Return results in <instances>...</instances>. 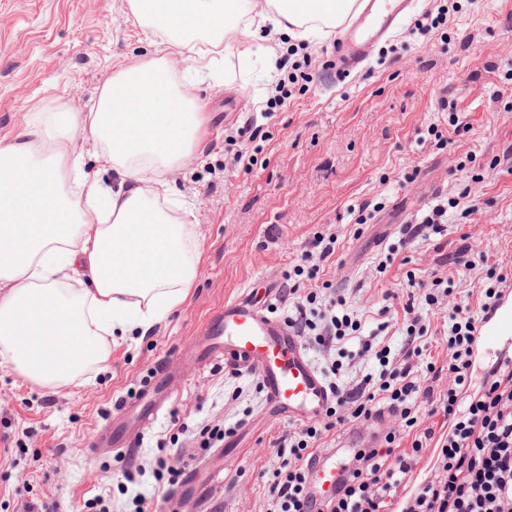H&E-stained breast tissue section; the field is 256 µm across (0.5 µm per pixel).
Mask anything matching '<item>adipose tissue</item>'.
<instances>
[{"instance_id": "obj_1", "label": "adipose tissue", "mask_w": 512, "mask_h": 512, "mask_svg": "<svg viewBox=\"0 0 512 512\" xmlns=\"http://www.w3.org/2000/svg\"><path fill=\"white\" fill-rule=\"evenodd\" d=\"M356 0H129L163 44L119 67L89 111L36 105L25 130L0 143V358L52 387L106 362L104 337L149 330L186 298L202 243L191 204L166 177L203 151L202 107L172 79L170 49L219 46L239 19L307 38L339 27ZM83 133L87 149L70 147ZM93 155L115 186L90 178Z\"/></svg>"}]
</instances>
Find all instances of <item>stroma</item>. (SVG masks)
Returning <instances> with one entry per match:
<instances>
[{
  "label": "stroma",
  "instance_id": "1",
  "mask_svg": "<svg viewBox=\"0 0 512 512\" xmlns=\"http://www.w3.org/2000/svg\"><path fill=\"white\" fill-rule=\"evenodd\" d=\"M442 8L445 31L419 33L405 21L345 78L332 69L337 33L293 55L279 50L282 59H310L314 80L267 119L262 104L287 72L266 79L265 61L231 54L218 77L186 85L203 104L206 151L168 179L194 205L203 238L196 280L148 333L107 338V362L73 382L41 387L0 360V512H28L32 503L91 512L93 501L134 512L121 491L129 472L150 512H163L174 488L153 476L161 461L194 474L195 498L183 512H267L281 441L302 437L305 426L269 416L257 376L198 363L197 333L225 300L246 293L287 317V277L319 235L337 236L334 261L317 279L299 276L300 291L346 299L362 328L345 357L307 336L314 364L325 373L339 364L336 379L348 387L378 373L377 351L403 366L400 312L411 296L428 329L427 361L447 366L449 305L476 304L488 269L512 274V173L499 162L512 149V0H416L420 14ZM157 50L127 0H0V140L22 133L24 113L47 91L62 105L92 104L112 72ZM452 122L454 144L437 148L429 127ZM229 137L256 153L257 165L230 164ZM415 166L419 177L405 182ZM464 191L472 208L449 210L441 233L412 235L418 210ZM366 201L383 208L371 223H354L350 208ZM433 275L452 285L430 306L408 279ZM171 357L182 378L169 410L126 456L92 454V438ZM216 428L225 431L219 461L203 447Z\"/></svg>",
  "mask_w": 512,
  "mask_h": 512
}]
</instances>
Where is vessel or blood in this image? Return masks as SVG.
<instances>
[{
  "instance_id": "1",
  "label": "vessel or blood",
  "mask_w": 512,
  "mask_h": 512,
  "mask_svg": "<svg viewBox=\"0 0 512 512\" xmlns=\"http://www.w3.org/2000/svg\"><path fill=\"white\" fill-rule=\"evenodd\" d=\"M414 0H356L355 11L335 47L336 70L349 75L363 67L374 45L391 37L411 14ZM512 334V310L497 319L482 320L477 345L493 343ZM205 361L223 363L240 374L254 373L260 380L267 407L274 416L293 422L321 419L335 395L312 362L295 329L268 307L244 297L226 301L201 332ZM177 376L175 366L156 372L131 403V414L112 423L111 435L96 440V447L121 450L132 436L150 428L165 408ZM346 469L335 453L318 456L309 469L310 512H326Z\"/></svg>"
}]
</instances>
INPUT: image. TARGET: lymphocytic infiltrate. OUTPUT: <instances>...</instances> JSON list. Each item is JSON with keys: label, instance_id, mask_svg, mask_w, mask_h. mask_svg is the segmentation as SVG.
Here are the masks:
<instances>
[{"label": "lymphocytic infiltrate", "instance_id": "obj_1", "mask_svg": "<svg viewBox=\"0 0 512 512\" xmlns=\"http://www.w3.org/2000/svg\"><path fill=\"white\" fill-rule=\"evenodd\" d=\"M507 275L490 273L480 287L477 308L453 305L448 312V388L436 394L433 377L440 371L427 365L428 379H421L417 360L423 352L427 330L420 325L413 302L402 306L406 324L405 364L401 369L381 370L367 376L354 391L335 386L337 403L356 399L346 419L370 420L382 410L400 414L415 435L410 447H402L396 432L385 437L386 445L358 451L327 512H512V367H504L498 380L470 401L462 393L469 383L473 347L480 319L490 316L499 304ZM289 322L298 336L318 331L321 341L341 342L355 335L361 322L350 313L337 311L335 303L318 306L316 293L294 301ZM439 404L448 419V431L418 428V403ZM321 430L310 428L304 439L288 443V459L273 474L269 486L270 512H307V460L311 441ZM437 450L436 459L422 481L413 472L426 448Z\"/></svg>", "mask_w": 512, "mask_h": 512}]
</instances>
